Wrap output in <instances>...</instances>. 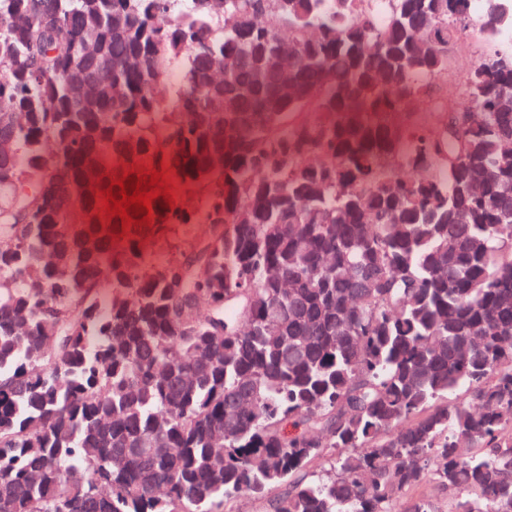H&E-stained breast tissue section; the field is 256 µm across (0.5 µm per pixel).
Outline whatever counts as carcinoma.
<instances>
[{"instance_id":"carcinoma-1","label":"carcinoma","mask_w":512,"mask_h":512,"mask_svg":"<svg viewBox=\"0 0 512 512\" xmlns=\"http://www.w3.org/2000/svg\"><path fill=\"white\" fill-rule=\"evenodd\" d=\"M493 2L0 0V512H512ZM466 33L463 96L414 116ZM131 169L205 216L109 230Z\"/></svg>"}]
</instances>
